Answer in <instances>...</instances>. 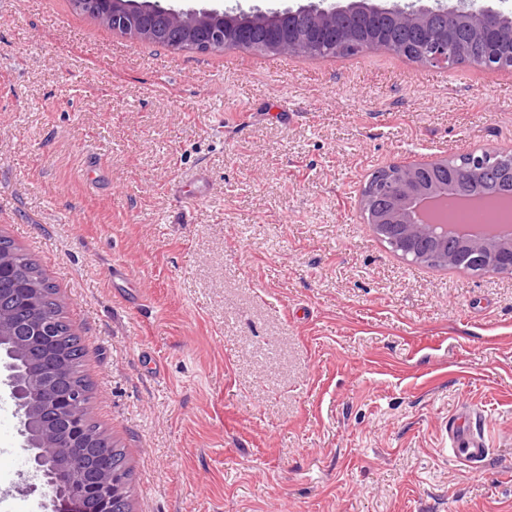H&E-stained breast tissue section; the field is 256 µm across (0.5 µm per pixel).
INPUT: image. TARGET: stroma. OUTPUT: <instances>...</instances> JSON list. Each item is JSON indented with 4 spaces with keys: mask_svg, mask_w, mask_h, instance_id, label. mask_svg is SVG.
Masks as SVG:
<instances>
[{
    "mask_svg": "<svg viewBox=\"0 0 512 512\" xmlns=\"http://www.w3.org/2000/svg\"><path fill=\"white\" fill-rule=\"evenodd\" d=\"M508 146L512 72L175 50L0 0V235L82 338L134 512H512V274L409 263L358 207L378 167ZM466 403L478 470L446 444ZM27 470L6 403L0 512H51Z\"/></svg>",
    "mask_w": 512,
    "mask_h": 512,
    "instance_id": "35a3bbf8",
    "label": "stroma"
}]
</instances>
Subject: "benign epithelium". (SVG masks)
<instances>
[{
	"label": "benign epithelium",
	"instance_id": "7a95c632",
	"mask_svg": "<svg viewBox=\"0 0 512 512\" xmlns=\"http://www.w3.org/2000/svg\"><path fill=\"white\" fill-rule=\"evenodd\" d=\"M80 7L114 30H123L135 40L161 43L160 35L170 34L171 44H186L212 51L228 44L276 54L318 58L332 49L338 55L356 56L373 43L360 38L372 18L389 33L403 28L417 31L416 50L409 53L417 63L452 70L465 63L467 46H450L456 30L466 28L474 40L494 42L483 56L490 69H512V13L494 8L485 0H442L425 5L412 0L400 5H368L352 0H315L299 7L279 10L239 7L182 8L163 6L157 0H80ZM500 150L479 148L467 155L461 165L452 167L445 184L425 179L420 170L448 168V156L434 155L414 163H392L374 171L365 182L359 199L361 212L375 210L374 222L401 230V249L414 255L413 262L424 264L441 260L448 268H460L480 275L512 269V236L489 230L480 237L461 241L464 262L448 261L439 246L421 251L429 240H448V225L425 221L419 205L426 199L445 195L452 189L471 196L482 189V182L512 181V170L500 167ZM388 200L382 209L374 208L379 199ZM0 285L13 289L16 303L0 308V386L5 387L20 417L23 447L29 451L28 465L44 490L53 512H83L82 502L70 489L86 481V490L95 495L100 512H112V471L107 467L88 476L82 464L86 448L93 443L109 447L108 440L86 431L84 421L93 418L92 406L83 402L73 389L59 387L61 367L53 360L32 361L31 352L56 344L52 319L43 310L38 290L19 281L8 255L0 253Z\"/></svg>",
	"mask_w": 512,
	"mask_h": 512
}]
</instances>
